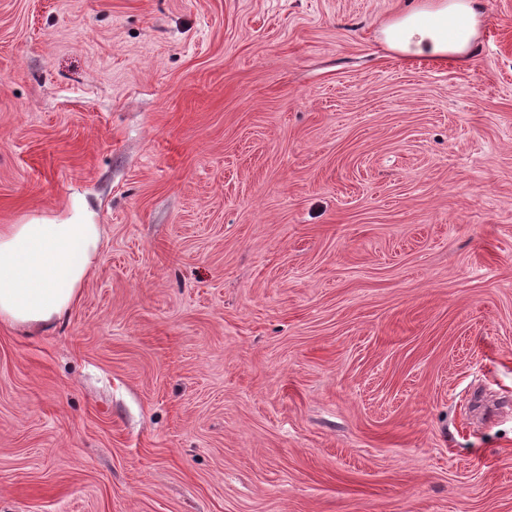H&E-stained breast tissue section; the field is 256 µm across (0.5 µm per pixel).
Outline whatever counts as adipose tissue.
<instances>
[{
    "label": "adipose tissue",
    "mask_w": 512,
    "mask_h": 512,
    "mask_svg": "<svg viewBox=\"0 0 512 512\" xmlns=\"http://www.w3.org/2000/svg\"><path fill=\"white\" fill-rule=\"evenodd\" d=\"M479 23L468 0H412L382 34L406 59L461 61ZM101 246L102 227L83 199L59 220L0 226V321L33 328L61 320L78 302Z\"/></svg>",
    "instance_id": "obj_1"
}]
</instances>
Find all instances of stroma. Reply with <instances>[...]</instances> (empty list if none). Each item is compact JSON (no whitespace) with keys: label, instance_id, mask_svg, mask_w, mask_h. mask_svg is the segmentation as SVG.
I'll list each match as a JSON object with an SVG mask.
<instances>
[{"label":"stroma","instance_id":"obj_1","mask_svg":"<svg viewBox=\"0 0 512 512\" xmlns=\"http://www.w3.org/2000/svg\"><path fill=\"white\" fill-rule=\"evenodd\" d=\"M0 0V225L84 197L0 323V512H512V0ZM411 3L408 10L382 29L387 46L409 60H464L480 14L464 0ZM102 246V226L84 199L59 220L0 226V321L47 327L78 302Z\"/></svg>","mask_w":512,"mask_h":512}]
</instances>
